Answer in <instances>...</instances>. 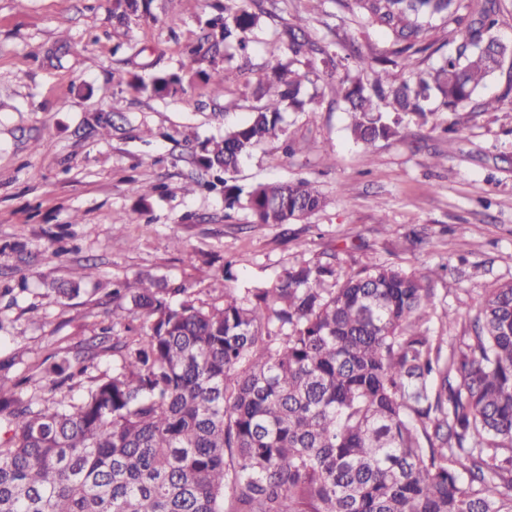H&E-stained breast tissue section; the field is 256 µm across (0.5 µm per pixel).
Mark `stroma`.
<instances>
[{"mask_svg": "<svg viewBox=\"0 0 512 512\" xmlns=\"http://www.w3.org/2000/svg\"><path fill=\"white\" fill-rule=\"evenodd\" d=\"M113 0H0V388L40 406L43 369L60 358L90 378L120 364L138 312L112 326V283L141 277L186 286L197 304L222 305L228 285L271 286L282 268L340 256L359 264L433 271L430 326L455 338L444 313H463L484 289L512 282V63L489 82L498 111L438 112L431 125L407 116L402 136L365 146L346 130L336 83L321 77L305 112L285 115L298 142L257 146L236 184L311 183L327 199L307 220L258 224L224 207L222 186L204 188L202 143L262 106L252 85L261 68L287 62L285 24L311 41L355 38L376 50L387 36L337 10L334 0H264L247 57L227 58L208 26L224 0H152L149 15L117 22ZM196 46L195 61L185 58ZM240 68L220 95L203 76ZM181 76L166 96L121 82ZM112 119L109 135L95 113ZM125 224H115L117 216ZM89 268L80 291L54 286ZM232 280H225V272Z\"/></svg>", "mask_w": 512, "mask_h": 512, "instance_id": "35a3bbf8", "label": "stroma"}]
</instances>
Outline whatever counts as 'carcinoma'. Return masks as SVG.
<instances>
[{"label": "carcinoma", "instance_id": "carcinoma-1", "mask_svg": "<svg viewBox=\"0 0 512 512\" xmlns=\"http://www.w3.org/2000/svg\"><path fill=\"white\" fill-rule=\"evenodd\" d=\"M225 0L213 21L244 50L259 15ZM150 0H113L124 22ZM390 39L356 49L363 82L290 25L288 65L276 64L249 118L202 145L200 164L224 175V208L259 224H292L326 206L310 183H234L242 158L286 135L284 112L304 111L301 77L339 69L348 131L367 146L401 133L404 118L447 110L495 112L480 98L512 55L496 35L498 0H336ZM409 80L397 72L448 46ZM229 71L206 75L213 95ZM128 85L158 95L176 74ZM184 288L119 283L142 313L112 376L81 397L68 359L50 364L54 392L39 409L0 392V512H512V282L475 300L450 350L429 326L430 277L392 265L344 271L341 260L282 269L270 288L221 306L170 303Z\"/></svg>", "mask_w": 512, "mask_h": 512}]
</instances>
